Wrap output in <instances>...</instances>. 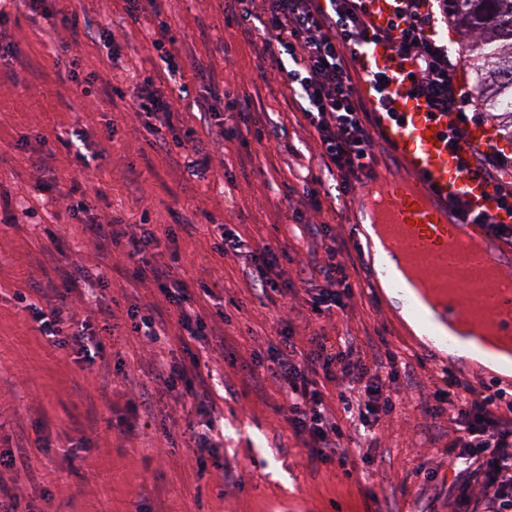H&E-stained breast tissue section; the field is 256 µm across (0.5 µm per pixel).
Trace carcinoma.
Instances as JSON below:
<instances>
[{"label":"carcinoma","mask_w":512,"mask_h":512,"mask_svg":"<svg viewBox=\"0 0 512 512\" xmlns=\"http://www.w3.org/2000/svg\"><path fill=\"white\" fill-rule=\"evenodd\" d=\"M448 19L472 56V87L507 118L501 130L512 141V0H448Z\"/></svg>","instance_id":"carcinoma-1"}]
</instances>
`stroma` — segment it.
I'll return each mask as SVG.
<instances>
[{
  "instance_id": "1",
  "label": "stroma",
  "mask_w": 512,
  "mask_h": 512,
  "mask_svg": "<svg viewBox=\"0 0 512 512\" xmlns=\"http://www.w3.org/2000/svg\"><path fill=\"white\" fill-rule=\"evenodd\" d=\"M126 0H45L43 11H12L0 23V41L11 55L0 59V452H23L38 468V484L23 469L5 475L30 512H418L433 503L448 512L436 490L452 479L444 446L448 419L431 415L421 390L440 385L442 372L429 357L411 354L386 307L360 282L369 272L347 256L353 297L346 311L316 315L303 289L277 302L262 298L244 274L245 256L213 248L216 225L250 243L287 249L296 273L319 240L307 225L328 222L337 243L351 241L356 199L320 214L306 197V181L319 171L320 146L290 99L282 77L252 50L236 24L227 23L224 0H161L160 15H126ZM99 27L90 40L62 25V16ZM166 20L186 60L184 82L163 81L174 103L173 130L194 128L206 136L198 109L211 83L249 95L258 115L278 134L258 142L249 133L211 144L204 178L187 179L148 145L149 134L115 85L161 77L164 64L152 45ZM79 55L70 70L67 58ZM94 80L91 96L81 93ZM85 133L68 146L73 127ZM95 191L103 216L144 225L156 237L195 221L173 248L181 256L173 272L196 293L210 318L227 314L224 343L188 336L178 315L155 286L138 282L136 263L99 252L84 224L71 219L63 195L71 178ZM24 202L32 216L19 215ZM104 274L109 286L99 304L70 281L74 267ZM52 280L75 317L92 324L112 371V398L96 393L98 367L76 361L70 349L48 343L16 299L36 301L34 283ZM154 306L167 336L150 344L130 332L129 309ZM291 332L298 349L310 338L352 336L373 340L400 361L412 378L386 389L396 405L368 438V461L312 469L306 450L284 419V398L271 381L255 385L241 365L265 349L277 330ZM199 358L215 411L205 417L184 407L175 393L160 392L154 412L132 411L128 402L147 383L151 363ZM212 420L223 436L217 463L198 468L193 431Z\"/></svg>"
}]
</instances>
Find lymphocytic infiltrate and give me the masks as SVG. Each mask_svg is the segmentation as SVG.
<instances>
[{
	"mask_svg": "<svg viewBox=\"0 0 512 512\" xmlns=\"http://www.w3.org/2000/svg\"><path fill=\"white\" fill-rule=\"evenodd\" d=\"M386 26L371 25L372 0H264L262 13H254L253 0H224L227 19L246 24L253 51L269 60L282 73L299 111L314 129L320 143V164L332 183L313 177L307 194L315 207L335 211L337 200L348 196L371 175L376 141L371 134L372 111L392 112L398 84H406L411 97L421 100L432 120H445L443 135L448 147L461 158L465 177L485 181L494 190L501 209L512 213V181L503 173L512 168L492 146L468 144L466 109L479 106L474 89L457 78L458 64L447 45L434 38L439 16L447 15V0H392ZM371 41L388 42L392 63L366 73L377 95L375 105L358 96L350 65ZM72 217L86 224L96 248L109 254L121 250L136 258L159 247L160 238L148 231L121 230V218L94 214L87 191L72 180L65 194ZM324 260H311L307 275L323 276L327 283L312 298V309L323 313L345 309L352 295L349 267L339 260L335 245L324 247ZM251 277L263 295L283 292L292 282L280 257L267 245L251 253ZM136 276L156 285L166 302L175 306L181 328L191 336L220 340L224 331L208 324L196 307L187 285L171 280L166 269L143 263ZM38 330L48 342L70 346L82 362L94 365L99 350L88 345L87 324L63 332L61 324L69 312L65 298L50 308L31 306ZM315 347L299 351L291 337H280L266 353H253L243 368L255 373L265 360L277 361L273 378L288 397L286 421L294 435L308 448L310 465L338 463L346 467L354 442L349 424L374 428L390 414L393 402L385 395L379 374L371 372L362 358L363 349L354 337L330 344L327 337L314 339ZM197 357L154 369L152 381L159 388H183L192 407L207 411L198 391ZM335 383L337 396L347 414L339 420L331 412L321 381ZM428 410L449 413L448 466L454 476L448 486L450 512H512V417L503 414L497 393H488L456 379L447 388L436 389Z\"/></svg>",
	"mask_w": 512,
	"mask_h": 512,
	"instance_id": "lymphocytic-infiltrate-1",
	"label": "lymphocytic infiltrate"
}]
</instances>
